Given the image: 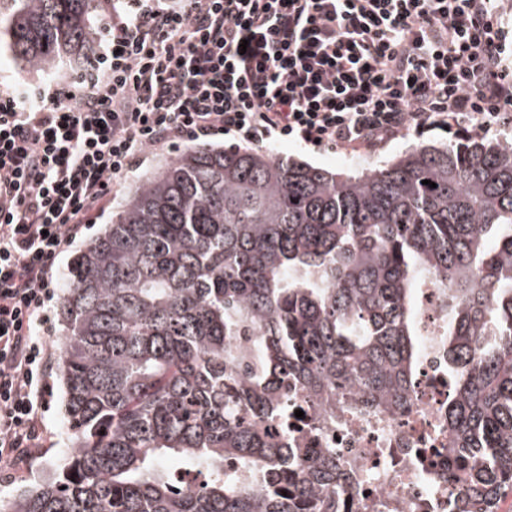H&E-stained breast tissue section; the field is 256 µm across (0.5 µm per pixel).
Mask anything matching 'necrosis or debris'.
<instances>
[{"label":"necrosis or debris","instance_id":"4bbe7bcc","mask_svg":"<svg viewBox=\"0 0 512 512\" xmlns=\"http://www.w3.org/2000/svg\"><path fill=\"white\" fill-rule=\"evenodd\" d=\"M444 287L421 295V344L409 408L376 413L302 402L288 419V445L304 456L335 449L349 462L353 512H455L456 480L448 476V308Z\"/></svg>","mask_w":512,"mask_h":512}]
</instances>
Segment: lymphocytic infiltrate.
Returning <instances> with one entry per match:
<instances>
[{
  "label": "lymphocytic infiltrate",
  "instance_id": "lymphocytic-infiltrate-1",
  "mask_svg": "<svg viewBox=\"0 0 512 512\" xmlns=\"http://www.w3.org/2000/svg\"><path fill=\"white\" fill-rule=\"evenodd\" d=\"M80 84L0 92V464L48 438L58 261L149 152L498 131L512 36L496 0H126Z\"/></svg>",
  "mask_w": 512,
  "mask_h": 512
}]
</instances>
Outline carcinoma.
<instances>
[{
    "mask_svg": "<svg viewBox=\"0 0 512 512\" xmlns=\"http://www.w3.org/2000/svg\"><path fill=\"white\" fill-rule=\"evenodd\" d=\"M110 9L0 0V46L49 76L78 68ZM429 278L447 289L459 512H497L512 494V145L480 136L346 177L190 148L139 183L74 254L58 305L72 452L4 512H344V463L301 459L270 427L290 391L407 407ZM239 336L256 337L244 365Z\"/></svg>",
    "mask_w": 512,
    "mask_h": 512,
    "instance_id": "1",
    "label": "carcinoma"
}]
</instances>
